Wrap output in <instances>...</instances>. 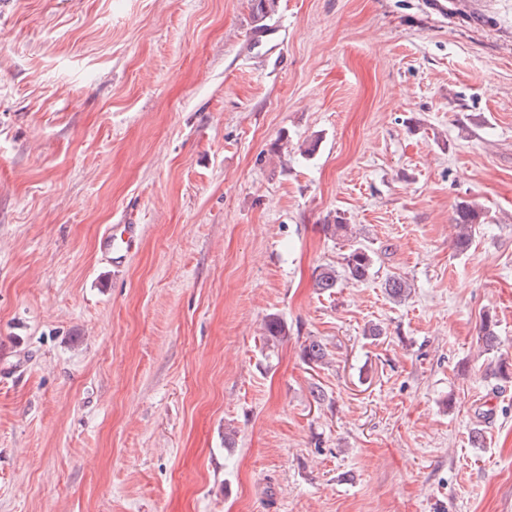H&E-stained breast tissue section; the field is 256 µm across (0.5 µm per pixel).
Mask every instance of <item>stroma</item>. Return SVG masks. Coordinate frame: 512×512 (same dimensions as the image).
Masks as SVG:
<instances>
[{
	"instance_id": "1",
	"label": "stroma",
	"mask_w": 512,
	"mask_h": 512,
	"mask_svg": "<svg viewBox=\"0 0 512 512\" xmlns=\"http://www.w3.org/2000/svg\"><path fill=\"white\" fill-rule=\"evenodd\" d=\"M432 2L0 0V512H512V0ZM481 214V209L475 204H462L456 209L454 227L457 231L453 244L458 251L464 252L469 249L473 237V228L476 224L481 223ZM120 226V233H114L113 227L106 229L102 233L103 247L107 253L112 255V264H120V258L124 253L135 247L136 244V225L135 224H117ZM351 247L343 257V276L353 282H363L369 276L373 265L372 253L361 245H351Z\"/></svg>"
}]
</instances>
